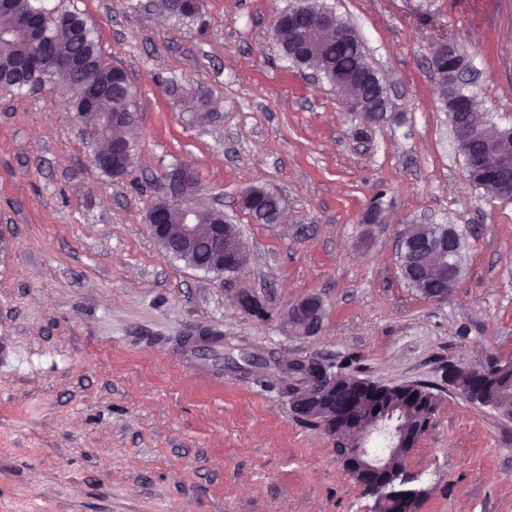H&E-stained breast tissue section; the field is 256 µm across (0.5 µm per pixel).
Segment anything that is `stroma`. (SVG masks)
<instances>
[{"instance_id":"obj_1","label":"stroma","mask_w":512,"mask_h":512,"mask_svg":"<svg viewBox=\"0 0 512 512\" xmlns=\"http://www.w3.org/2000/svg\"><path fill=\"white\" fill-rule=\"evenodd\" d=\"M290 2L199 0L182 18L157 0H44L80 14L126 71L137 150L125 178L107 177L56 77L0 87V512H371L323 424L190 351L202 331L439 385L406 460L417 512H512V420L441 386L448 363L512 362V201L467 179L430 68L448 35L477 68L479 110L512 117V0H321L388 89L393 120L367 130L280 54L271 23ZM184 164L196 205L239 228L249 262L235 276L187 265L152 234L164 176ZM255 186L280 196L282 223L251 219ZM381 190L386 224L360 245ZM406 224L467 229L447 298L403 279ZM242 292L269 320L240 309ZM311 295L320 332H283L280 315Z\"/></svg>"}]
</instances>
